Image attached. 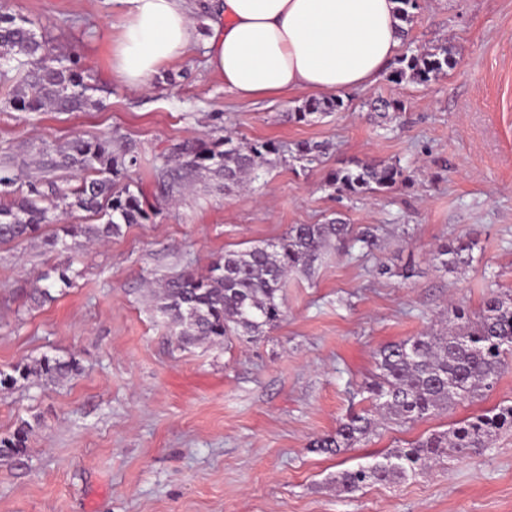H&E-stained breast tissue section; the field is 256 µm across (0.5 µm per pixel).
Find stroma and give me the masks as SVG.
I'll list each match as a JSON object with an SVG mask.
<instances>
[{
  "instance_id": "stroma-1",
  "label": "stroma",
  "mask_w": 512,
  "mask_h": 512,
  "mask_svg": "<svg viewBox=\"0 0 512 512\" xmlns=\"http://www.w3.org/2000/svg\"><path fill=\"white\" fill-rule=\"evenodd\" d=\"M0 13L33 21L54 52L81 56L95 90L80 112H18L0 100V156L37 173L39 148L77 137H116L142 159L134 179L158 202L150 223L91 245L55 301H26L58 263L43 240L0 245V370L48 353L76 359L74 379L0 391V437L40 419L27 451L0 464V512H512V431L482 454L449 458L425 474L336 491V472L500 403L512 370L485 395L415 424L382 423L341 455L317 437L358 406L377 351L480 311L512 289V0H421L406 49L448 43L458 64L429 84L380 79L342 93L343 108L305 123L291 112L306 90L242 104L206 66L205 15L194 11L190 55L145 88L112 75L121 15L112 0H0ZM391 101L386 116L371 101ZM275 142L283 160L249 189L186 182L169 201L157 178L170 148L198 138ZM324 144L318 161L291 160L297 142ZM351 160L400 161L406 185L370 197L336 193L328 173ZM375 225L365 257L329 249L311 275H290L280 325L249 344L178 348L154 310L152 283L185 268L206 272L227 250L280 238L294 224ZM477 242L461 273L428 254ZM412 266L410 279L395 269ZM389 274H381V267Z\"/></svg>"
}]
</instances>
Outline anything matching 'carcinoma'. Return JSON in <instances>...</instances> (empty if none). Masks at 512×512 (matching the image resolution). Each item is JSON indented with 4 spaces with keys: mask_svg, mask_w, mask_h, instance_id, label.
Here are the masks:
<instances>
[{
    "mask_svg": "<svg viewBox=\"0 0 512 512\" xmlns=\"http://www.w3.org/2000/svg\"><path fill=\"white\" fill-rule=\"evenodd\" d=\"M32 26L26 18L0 15V96L21 112L82 111L93 86L85 80L81 57L53 53ZM456 65L452 51L440 45L402 56L390 79L409 78L424 85ZM343 106L337 96L312 98L292 117L305 122L311 115L337 112ZM323 152L319 143L301 142L295 159L312 163ZM172 153L177 164L161 170L169 189L182 187L190 176L202 172L227 188L244 184L272 164L271 156L279 155L280 148L272 141L244 148L226 136L210 143L184 141L174 145ZM139 167L134 148L116 151L107 137L74 139L35 176L4 157L0 161V244L31 240L74 208L92 214L98 223L64 224L45 238L52 249L72 256L90 242H103L120 235L125 227L150 221L156 206L142 190L131 189V173ZM58 170L71 173L64 185L54 177ZM409 179L397 161H353L332 170L326 183L338 193L364 196L387 192ZM333 243L338 249L357 246L371 252L379 243L378 228L368 225L355 234L341 222L293 225L276 241L224 251L205 273L183 270L159 279L155 309L180 347L221 346L234 339L253 342L283 320L288 275L310 273ZM475 246L473 239H455L438 246L430 262L439 270L456 272L469 265ZM72 280L71 262H60L36 278L30 299L35 305L52 301L53 290L70 286ZM453 317L451 326L382 347L376 357L378 373L363 388L368 406L349 412L333 433L317 438L311 447L339 454L369 438L380 417L414 422L493 390L512 359V292H492L477 313L458 304ZM78 372L75 359L44 354L15 364L9 373L0 371V390L30 380L57 386ZM40 426L37 418L22 420L11 435L1 437L0 461L24 453ZM508 429H512V404H500L378 460L338 472L336 489L352 494L371 483L415 475L451 455L476 454Z\"/></svg>",
    "mask_w": 512,
    "mask_h": 512,
    "instance_id": "carcinoma-1",
    "label": "carcinoma"
}]
</instances>
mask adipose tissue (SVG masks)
<instances>
[{
  "instance_id": "adipose-tissue-1",
  "label": "adipose tissue",
  "mask_w": 512,
  "mask_h": 512,
  "mask_svg": "<svg viewBox=\"0 0 512 512\" xmlns=\"http://www.w3.org/2000/svg\"><path fill=\"white\" fill-rule=\"evenodd\" d=\"M112 73L131 88L197 40L189 0H116ZM396 0H211L207 64L238 101L371 87L404 39Z\"/></svg>"
}]
</instances>
